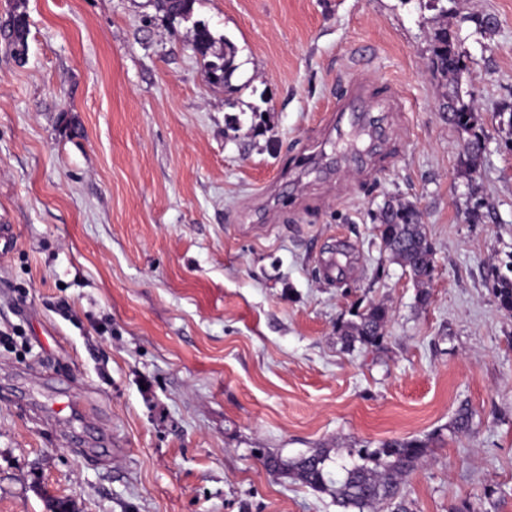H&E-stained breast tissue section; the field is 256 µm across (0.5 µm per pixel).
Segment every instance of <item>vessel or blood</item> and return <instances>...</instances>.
Instances as JSON below:
<instances>
[{
    "label": "vessel or blood",
    "mask_w": 512,
    "mask_h": 512,
    "mask_svg": "<svg viewBox=\"0 0 512 512\" xmlns=\"http://www.w3.org/2000/svg\"><path fill=\"white\" fill-rule=\"evenodd\" d=\"M403 109V98L392 86L378 85L368 76L344 82L333 107L336 125L363 132L370 143L365 148H354L344 153L343 163L366 174H373L377 167L375 152L388 136L379 115L383 112H400Z\"/></svg>",
    "instance_id": "vessel-or-blood-1"
}]
</instances>
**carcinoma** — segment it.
<instances>
[{
	"mask_svg": "<svg viewBox=\"0 0 512 512\" xmlns=\"http://www.w3.org/2000/svg\"><path fill=\"white\" fill-rule=\"evenodd\" d=\"M196 0H155L157 8L171 18H186L193 12ZM430 65L433 76L451 86L446 94L444 111L448 119L469 135L465 143V164L470 170L479 166L483 153V127L475 99L463 93L461 78L467 70V53L461 49L456 32L448 24V11L443 10L434 18L429 31ZM216 39L209 26L197 23L194 29V50L201 56L204 76L210 81H222L231 87V78L238 69L237 50L233 43L224 41V52L213 51ZM378 231L385 249L392 259L407 269L418 287L419 299L426 302V286L433 271V250L425 227L419 220L417 209L409 203H387L380 211ZM492 290L501 309L512 313V277L499 275ZM389 309L383 304L370 306L358 314V320L339 327L344 345L355 343L379 347L385 339ZM472 411L468 404H460L451 423L455 433L470 426ZM429 442L422 440L389 439L374 448L364 445L352 448V463L342 465V477L335 479L327 470V451L317 450L309 455L284 461L274 455L264 454L265 467L272 473L298 480L313 490L329 492L343 512H370L382 503L392 505L393 512H409L399 499L400 480L420 465L428 455Z\"/></svg>",
	"mask_w": 512,
	"mask_h": 512,
	"instance_id": "1",
	"label": "carcinoma"
}]
</instances>
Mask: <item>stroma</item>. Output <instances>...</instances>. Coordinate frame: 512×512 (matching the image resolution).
<instances>
[{
  "mask_svg": "<svg viewBox=\"0 0 512 512\" xmlns=\"http://www.w3.org/2000/svg\"><path fill=\"white\" fill-rule=\"evenodd\" d=\"M443 6L486 132L473 173L428 0H196L189 21L0 0V512H341L257 449L392 438L430 444L411 512H512V315L491 288L512 261V0ZM197 21L236 46L231 88L204 78ZM365 69L406 102L368 177L326 131ZM392 200L434 248L424 302L377 230ZM377 303L382 347L346 348L337 327Z\"/></svg>",
  "mask_w": 512,
  "mask_h": 512,
  "instance_id": "35a3bbf8",
  "label": "stroma"
}]
</instances>
